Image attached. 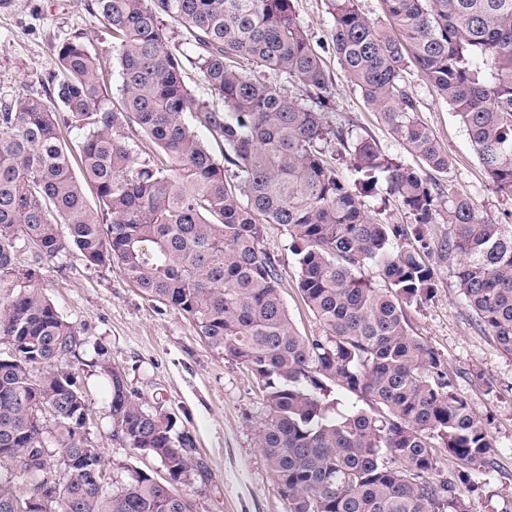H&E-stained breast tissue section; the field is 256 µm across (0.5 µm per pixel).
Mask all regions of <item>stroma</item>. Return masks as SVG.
I'll return each mask as SVG.
<instances>
[{
    "mask_svg": "<svg viewBox=\"0 0 512 512\" xmlns=\"http://www.w3.org/2000/svg\"><path fill=\"white\" fill-rule=\"evenodd\" d=\"M295 10L326 63L333 94L326 120L353 135H371L385 153L416 165V158L349 83L330 48L333 18L326 0H295ZM74 37L100 54L111 52L110 30L93 15L87 0H12L9 9L0 11V102L44 93L57 70L54 46ZM403 76L418 101L419 117L448 152L450 166L441 180L449 194L467 196L480 216L512 227V199L496 192L452 107L414 66H407ZM361 201L382 221H412L400 201L389 195L385 180L363 192ZM290 244L284 226L267 225L264 249L279 268L291 320L302 333L316 336L320 326L298 290L297 257ZM19 262L38 266L36 288L82 336L108 348L128 390L144 407H162L175 417L177 430L192 436L202 465L184 488L193 512H287L256 446L262 406L250 371L209 347L175 308L143 296L119 265L87 266L73 249L40 263L24 251ZM429 263L435 271L434 296L409 308L411 328L441 354L496 440L489 461L472 474L477 489L471 509L512 512V356L473 324L447 262L434 255ZM93 357V351H86L81 376L93 409L92 437L110 462L113 484L125 483L133 469L163 478L159 461L134 453L113 437L106 385Z\"/></svg>",
    "mask_w": 512,
    "mask_h": 512,
    "instance_id": "stroma-1",
    "label": "stroma"
}]
</instances>
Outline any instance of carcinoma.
Segmentation results:
<instances>
[{"mask_svg": "<svg viewBox=\"0 0 512 512\" xmlns=\"http://www.w3.org/2000/svg\"><path fill=\"white\" fill-rule=\"evenodd\" d=\"M293 2L93 0L112 32L122 107L111 106L101 77L107 58L78 37L56 46L47 98L0 104V512H33L49 484L63 492L54 512H192L179 485L199 472L190 436L174 431L171 413L144 407L95 343L115 436L167 474L134 470L110 492L95 486L93 471L107 464L83 420L91 409L77 364L87 340L35 288L37 271L16 264L27 246L45 259L73 247L90 266L120 264L144 296L183 313L254 375L256 446L288 512H471L459 485L472 484L496 441L440 354L411 334L407 308L432 295L423 255L440 218L442 257L477 326L512 355V230L368 136L351 144L353 178L336 176L324 144L346 142L349 131L324 122L332 89ZM328 2L332 48L394 137L448 172V152L418 121L402 76L409 50L493 186L512 197V0H384L397 36L357 0ZM167 18L197 48L210 98L189 88ZM243 60L286 75L297 92L243 72ZM61 111L85 131L82 175L97 209L60 139ZM134 128L155 145L143 161L130 145ZM380 177L413 223L384 224L364 209L359 194ZM266 224L288 228L318 336L291 322L261 248ZM368 262L384 286L357 276ZM340 392L364 406L337 410ZM441 448L458 462L448 478Z\"/></svg>", "mask_w": 512, "mask_h": 512, "instance_id": "cac0c4a2", "label": "carcinoma"}]
</instances>
